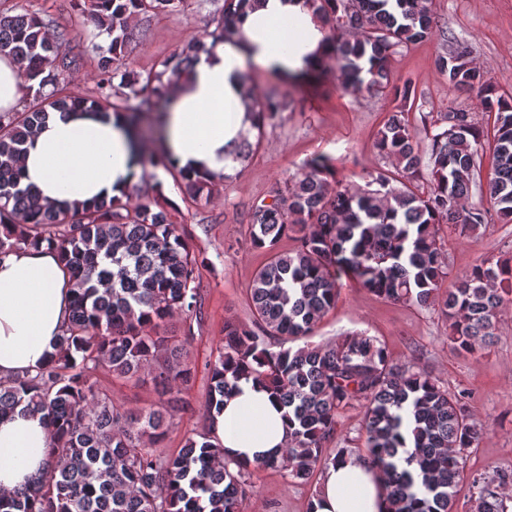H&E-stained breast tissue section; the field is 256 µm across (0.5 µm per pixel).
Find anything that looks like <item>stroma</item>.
<instances>
[{
    "mask_svg": "<svg viewBox=\"0 0 512 512\" xmlns=\"http://www.w3.org/2000/svg\"><path fill=\"white\" fill-rule=\"evenodd\" d=\"M214 8L213 0H187L184 12L155 17L130 56L133 69L149 68L156 59L200 36ZM433 9L448 32L447 39L435 36L401 49L393 63L395 78L411 80L415 88L408 118L423 139L430 131L424 122L428 114L447 111L454 100L471 108L476 105L475 98L454 93L435 64L438 54L446 51L448 39L467 41L473 63L485 70L501 92L512 95V0H434ZM248 73L259 92L280 90L290 104L265 126L258 155L239 174L217 185L209 203L198 206L185 200L171 175L161 168L146 167L137 180L144 195L155 184L167 186L170 200L180 210L181 231L208 260L199 284L202 321L193 323L178 315L170 322L177 335L192 332L189 358L197 372L184 393L190 407L175 416L166 436L168 453L181 448L189 432L208 425L203 411L209 388L205 364L219 343L225 320L244 324L252 320L247 288L266 254L250 243L251 207L268 198L285 179L302 173L318 155L331 157L338 173L351 176L357 187L364 186L366 173L389 166L376 151L374 137L395 107L393 96L371 97L346 90L327 71L313 79L283 78L254 67ZM440 234L450 268L459 275L479 257H512V224L489 225L473 239L460 238L447 228ZM355 333L377 338L395 359L419 365L450 390L469 392L470 409L488 431L479 448L469 454L468 471L486 475L512 471V304L501 312L493 344L482 354L470 356L450 351L440 315L384 300L347 281L313 341L325 344ZM95 376L124 407L141 408L158 400L152 383H125L104 368ZM249 483L252 492L244 512H309L320 488L319 480L301 483L264 469L252 471Z\"/></svg>",
    "mask_w": 512,
    "mask_h": 512,
    "instance_id": "35a3bbf8",
    "label": "stroma"
}]
</instances>
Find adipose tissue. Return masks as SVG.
Returning <instances> with one entry per match:
<instances>
[{
    "label": "adipose tissue",
    "mask_w": 512,
    "mask_h": 512,
    "mask_svg": "<svg viewBox=\"0 0 512 512\" xmlns=\"http://www.w3.org/2000/svg\"><path fill=\"white\" fill-rule=\"evenodd\" d=\"M325 31L302 0H263L248 13L239 35L194 63L187 83L170 92L169 146L180 165L232 173L224 146L243 127L246 107L239 83L247 63L286 76L307 70L306 58L325 54ZM115 123L52 114L20 158L23 184L45 202L118 196L133 182V153ZM69 273L56 252L28 246L0 256V379L36 372L54 352L69 322ZM283 411L267 392L240 382L224 400L214 432L229 456L255 461L285 447ZM48 428L42 414L14 411L0 417V493L24 487L45 466ZM382 474L366 457L346 455L324 470L314 512H386Z\"/></svg>",
    "instance_id": "1"
}]
</instances>
